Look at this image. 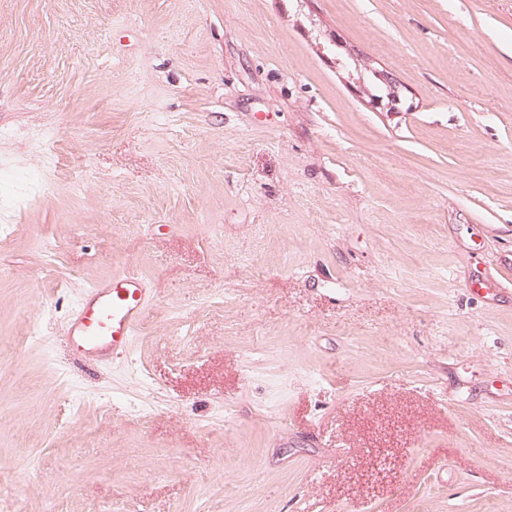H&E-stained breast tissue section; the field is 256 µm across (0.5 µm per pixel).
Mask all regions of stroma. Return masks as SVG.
I'll return each mask as SVG.
<instances>
[{
    "instance_id": "35a3bbf8",
    "label": "stroma",
    "mask_w": 512,
    "mask_h": 512,
    "mask_svg": "<svg viewBox=\"0 0 512 512\" xmlns=\"http://www.w3.org/2000/svg\"><path fill=\"white\" fill-rule=\"evenodd\" d=\"M2 225L0 512H512V0H0ZM364 66L366 70L373 73L376 79L384 82L390 87L388 95L386 97H381V95H386L387 87L382 83H377L375 85V91L377 92L375 95L377 97H372L371 103L376 108L386 107L390 112H398L397 105L400 103L401 99L399 90L395 87V83L393 82V77L387 71H380L367 65ZM150 294L147 282L130 271L92 284L70 319L74 350L91 360L127 354Z\"/></svg>"
}]
</instances>
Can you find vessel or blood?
<instances>
[{
    "label": "vessel or blood",
    "instance_id": "1",
    "mask_svg": "<svg viewBox=\"0 0 512 512\" xmlns=\"http://www.w3.org/2000/svg\"><path fill=\"white\" fill-rule=\"evenodd\" d=\"M150 294L146 281L130 271L92 284L70 319L74 350L91 360L127 354Z\"/></svg>",
    "mask_w": 512,
    "mask_h": 512
}]
</instances>
